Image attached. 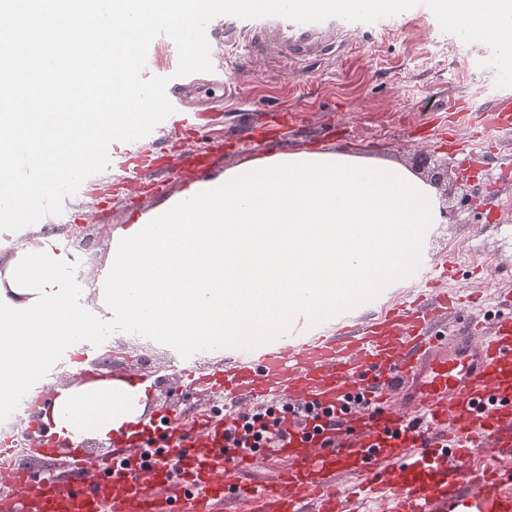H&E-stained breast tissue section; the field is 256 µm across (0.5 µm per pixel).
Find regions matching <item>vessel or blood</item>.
<instances>
[{"label":"vessel or blood","mask_w":512,"mask_h":512,"mask_svg":"<svg viewBox=\"0 0 512 512\" xmlns=\"http://www.w3.org/2000/svg\"><path fill=\"white\" fill-rule=\"evenodd\" d=\"M208 42L269 57L283 70L334 58L345 46L335 19L296 23L279 16L225 15L207 26ZM196 83L171 77L166 96L186 109ZM461 297L429 289L424 298L386 309L382 318L351 332L324 336L306 314L288 321L284 336H262L244 360L195 375L186 389L260 407L338 405L364 392L378 414L342 417L324 439H309L297 424L274 448L288 466L270 484L236 482L262 455L224 445L228 420L206 417L157 434L141 421L145 445L116 448L88 466L71 453L68 480H33L13 470L0 487V512H164L182 497V512H340L349 492L344 477L360 478L366 501L389 512H512V490L496 472L472 469L473 449L512 457V311L493 325L477 315L459 318Z\"/></svg>","instance_id":"vessel-or-blood-1"}]
</instances>
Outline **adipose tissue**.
Returning a JSON list of instances; mask_svg holds the SVG:
<instances>
[{"instance_id": "ef3b65f1", "label": "adipose tissue", "mask_w": 512, "mask_h": 512, "mask_svg": "<svg viewBox=\"0 0 512 512\" xmlns=\"http://www.w3.org/2000/svg\"><path fill=\"white\" fill-rule=\"evenodd\" d=\"M438 219L434 188L397 164L338 152L256 158L112 232L76 296L62 277L69 252L39 225H15L0 264V403L89 319L187 346L266 336L298 312L334 317L402 281ZM148 408L130 379L84 375L55 382L41 420L59 439L107 443Z\"/></svg>"}]
</instances>
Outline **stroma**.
<instances>
[{"label":"stroma","instance_id":"obj_1","mask_svg":"<svg viewBox=\"0 0 512 512\" xmlns=\"http://www.w3.org/2000/svg\"><path fill=\"white\" fill-rule=\"evenodd\" d=\"M347 49L334 59L279 72L269 59L254 57L228 69L230 96L208 101L203 126L179 124L170 114L149 138L125 142L127 151L153 153V168L131 174L117 162L87 179L69 196L61 214L42 227L82 253L85 272L98 267L110 231L162 207L194 183L179 170L188 148H208L215 177L264 156V143L280 151L345 152L414 168L426 151L448 164V219L431 225L426 252L430 261L454 259L453 288L512 290V184H496L500 166L512 162V132L479 139L471 121L452 122L443 102L458 100L466 113L494 103L512 104V87L496 84V73L474 66L481 43H466L444 32L434 14L407 10L374 23L345 26ZM469 169L470 185L457 187V172ZM406 278L375 289L348 309L352 320L375 317L387 301L420 287ZM101 376L139 373L151 398L149 411L203 405L200 394L185 390V365L170 346L151 339L124 340Z\"/></svg>","mask_w":512,"mask_h":512}]
</instances>
